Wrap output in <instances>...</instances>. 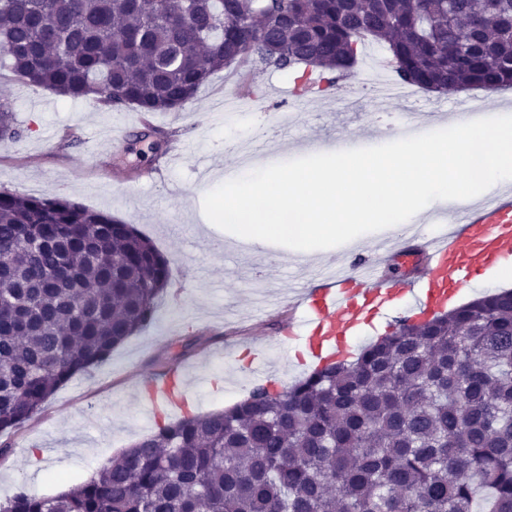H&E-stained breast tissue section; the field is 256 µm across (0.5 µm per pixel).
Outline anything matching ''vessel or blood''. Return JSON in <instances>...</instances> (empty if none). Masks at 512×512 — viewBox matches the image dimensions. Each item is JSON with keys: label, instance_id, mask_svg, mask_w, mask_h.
<instances>
[{"label": "vessel or blood", "instance_id": "vessel-or-blood-1", "mask_svg": "<svg viewBox=\"0 0 512 512\" xmlns=\"http://www.w3.org/2000/svg\"><path fill=\"white\" fill-rule=\"evenodd\" d=\"M444 221L451 231L431 241L415 225L405 226V241L420 259L414 276L391 277L383 252L360 257L350 271L334 266L323 270V277L336 280V288H299V302L283 323L282 335L301 340L312 360L336 357L350 350L351 338L374 314L398 304L422 316L440 310L461 287L512 260L511 193L456 205ZM181 377L177 368L153 377L142 410L153 415L161 404L177 403L183 396Z\"/></svg>", "mask_w": 512, "mask_h": 512}]
</instances>
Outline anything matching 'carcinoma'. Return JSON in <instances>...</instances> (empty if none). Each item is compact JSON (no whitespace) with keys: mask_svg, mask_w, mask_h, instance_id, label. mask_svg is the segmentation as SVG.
<instances>
[{"mask_svg":"<svg viewBox=\"0 0 512 512\" xmlns=\"http://www.w3.org/2000/svg\"><path fill=\"white\" fill-rule=\"evenodd\" d=\"M375 42L427 91L512 87V0H0V56L110 109L184 108L232 65L335 85ZM20 135L0 104V141ZM0 434L149 326L169 261L133 225L0 192ZM0 512H512V290L402 320L352 363L159 427Z\"/></svg>","mask_w":512,"mask_h":512,"instance_id":"1","label":"carcinoma"}]
</instances>
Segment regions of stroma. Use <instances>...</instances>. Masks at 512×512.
Here are the masks:
<instances>
[{"instance_id": "1", "label": "stroma", "mask_w": 512, "mask_h": 512, "mask_svg": "<svg viewBox=\"0 0 512 512\" xmlns=\"http://www.w3.org/2000/svg\"><path fill=\"white\" fill-rule=\"evenodd\" d=\"M388 52L366 43L356 65L336 86L308 96L311 122L289 120L298 71L274 68L256 76L260 105L238 92L234 68L216 72L184 109L157 112L146 133L132 108L115 111L31 86L0 59V103L12 107L23 130L14 142H0V191L26 196L57 195L134 224L169 260L170 284L157 303L154 322L116 348L111 358L59 387L41 412L13 433L12 448L0 457V501L18 490L52 497L82 483L88 471L118 456L140 436L156 431L140 412L137 394L145 380L173 366L187 367L190 399L197 414L223 409L247 397L257 385L240 359L265 354L278 386L292 385L312 370L279 334L280 312L296 284L312 281L341 248L297 259L275 244L251 245L212 224L204 195L221 185L236 166L231 150L253 138L262 124L282 123L288 142L257 154L261 165L335 151L338 141L362 148L400 139L403 115L437 108L454 111L471 98L468 90L413 95L382 107L363 89L369 73L395 81L383 69ZM126 139L121 156L108 149L112 136ZM186 150L165 179L144 183L169 138ZM208 168H201V161ZM33 448L44 456L30 459Z\"/></svg>"}]
</instances>
